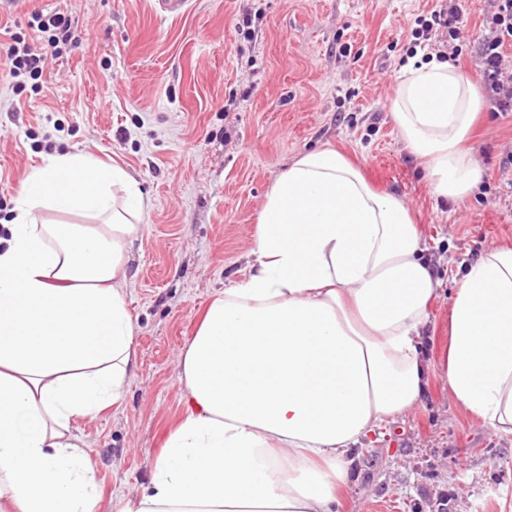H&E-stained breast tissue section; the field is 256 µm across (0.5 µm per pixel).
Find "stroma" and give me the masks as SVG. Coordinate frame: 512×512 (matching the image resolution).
<instances>
[{
  "instance_id": "obj_1",
  "label": "stroma",
  "mask_w": 512,
  "mask_h": 512,
  "mask_svg": "<svg viewBox=\"0 0 512 512\" xmlns=\"http://www.w3.org/2000/svg\"><path fill=\"white\" fill-rule=\"evenodd\" d=\"M445 0H191L160 18L155 0H13L0 8V63L13 36L32 40L33 11L74 19L77 44L48 57L35 88L14 92L0 70V225L47 156L83 151L124 168L149 200L128 247L126 302L138 359L121 398L73 421L104 499L141 492L187 403L180 351L204 310L244 274L265 193L301 153L345 152L377 188L398 195L424 237L444 295L424 342L421 401L362 451L338 512H512V437L452 397L448 290L466 264L512 241V113L484 101L471 142L484 177L441 201L387 109L414 33ZM494 0H468L455 65L482 76L480 43Z\"/></svg>"
}]
</instances>
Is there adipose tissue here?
Returning a JSON list of instances; mask_svg holds the SVG:
<instances>
[{"instance_id":"1","label":"adipose tissue","mask_w":512,"mask_h":512,"mask_svg":"<svg viewBox=\"0 0 512 512\" xmlns=\"http://www.w3.org/2000/svg\"><path fill=\"white\" fill-rule=\"evenodd\" d=\"M483 108L446 61L408 63L389 101L437 198L482 169L466 143ZM147 201L135 178L59 153L21 184L0 237V512H99L74 418L120 399L137 363L122 284ZM84 216L51 223L44 211ZM398 196L340 150L301 154L273 182L244 278L209 305L178 357L189 404L148 486L112 512H335L352 453L418 403L439 282ZM441 376L512 436V246L489 249L450 295Z\"/></svg>"}]
</instances>
